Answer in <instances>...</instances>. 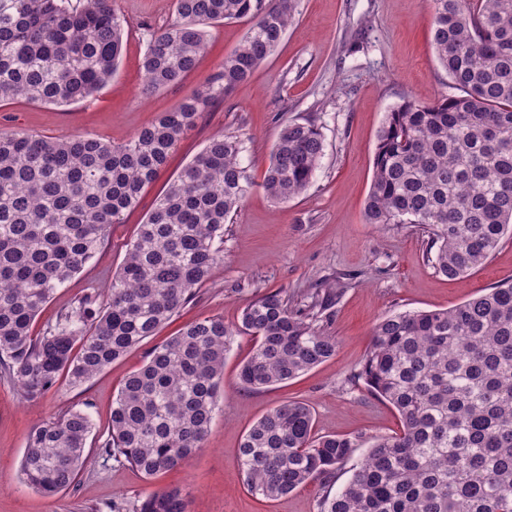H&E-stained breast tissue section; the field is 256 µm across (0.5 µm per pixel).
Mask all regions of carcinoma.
<instances>
[{
  "instance_id": "1",
  "label": "carcinoma",
  "mask_w": 512,
  "mask_h": 512,
  "mask_svg": "<svg viewBox=\"0 0 512 512\" xmlns=\"http://www.w3.org/2000/svg\"><path fill=\"white\" fill-rule=\"evenodd\" d=\"M175 19L150 34L145 92L198 65L208 29L247 24L240 45L200 92L125 143L52 141L0 131V369L34 402L61 376L79 387L155 336L224 263V224L254 187L245 136L215 135L157 200L112 274L105 299L33 324L58 288L96 256L198 115L251 77L295 20V0H174ZM432 44L452 95L405 101L387 113L365 206L367 224H415L426 255L451 280L512 239V0H431ZM125 18L112 0H0V104L68 105L115 73ZM324 155L311 122L281 127L261 183L287 203L311 186ZM330 288L309 301L268 292L238 322L199 318L153 347L112 407L99 447L145 477L180 466L209 432L236 336L254 346L239 371L246 389L293 380L336 355L319 326ZM357 379L397 413L399 432L375 438L347 484L326 489L319 512H512V283L449 309L377 322ZM90 414L72 408L27 436L21 474L53 497L89 461ZM356 439L317 436L310 407L282 403L240 447L243 483L277 499L335 473ZM134 512H188L178 487L147 494Z\"/></svg>"
}]
</instances>
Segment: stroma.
<instances>
[{
    "label": "stroma",
    "instance_id": "1",
    "mask_svg": "<svg viewBox=\"0 0 512 512\" xmlns=\"http://www.w3.org/2000/svg\"><path fill=\"white\" fill-rule=\"evenodd\" d=\"M112 6L128 21L112 80L93 97L63 107L22 100L2 105L0 128L52 141L85 135L122 143L201 89L246 29L238 21L213 28L197 69L146 96L141 60L148 34L173 20V0H112ZM430 16L429 0H296V20L274 54L250 79L200 113L137 206L111 226L101 252L57 289L33 326L42 332L78 298L101 295L168 184L213 135L244 133L243 158L257 186L224 226V263L152 342L160 344L205 316L236 323L243 308L265 292L281 289L303 299L324 281L337 292L320 321L338 341L335 357L288 385L250 391L241 386L239 369L253 340L235 337L224 359L219 406L207 440L181 467L148 479L129 464L106 462L96 453L75 488L55 498L33 491L21 478L29 432L84 407L94 435L106 433L117 391L143 366L148 349L129 351L82 386L60 379L35 402L22 399L14 382L0 373V512H132L145 494L171 487L183 490L189 512H318L323 493L318 479L276 500L247 491L239 450L250 426L277 404H308L316 433L357 440L351 459L336 475L339 488L366 458L374 438L399 431L390 405L353 379L368 352L373 326L395 313L451 308L512 279V240L470 275L451 281L428 262L418 227L364 221L387 113L404 101L432 103L450 92L433 48ZM293 119L315 121L324 157L309 190L279 204L258 183L279 129Z\"/></svg>",
    "mask_w": 512,
    "mask_h": 512
}]
</instances>
